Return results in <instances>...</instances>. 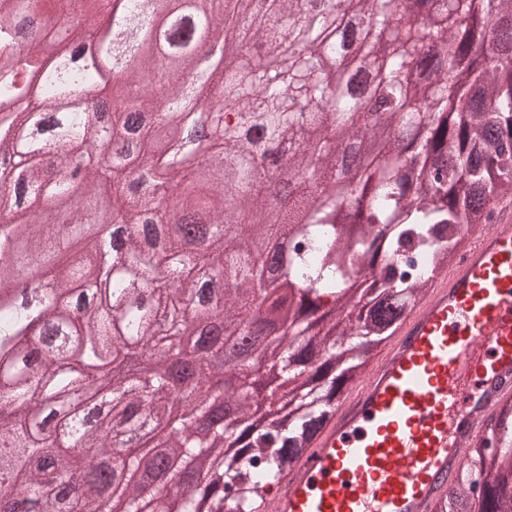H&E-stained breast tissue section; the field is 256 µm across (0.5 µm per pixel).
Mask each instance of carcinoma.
<instances>
[{
	"instance_id": "cac0c4a2",
	"label": "carcinoma",
	"mask_w": 512,
	"mask_h": 512,
	"mask_svg": "<svg viewBox=\"0 0 512 512\" xmlns=\"http://www.w3.org/2000/svg\"><path fill=\"white\" fill-rule=\"evenodd\" d=\"M212 0L210 10L157 30L148 0H0V225L13 272L49 271L42 304H18L0 272V461L23 475L40 512H142L129 477L158 448L211 468L166 496L256 512L285 464L312 444L317 420L366 373L368 357L455 263L467 235L512 205V0ZM80 21L93 42L49 47L55 26ZM160 37L179 55L164 66L141 47ZM244 55L236 68L199 66L197 49ZM27 49L19 66L15 47ZM24 71V85L17 76ZM112 97L100 96V84ZM206 118L214 139L183 143ZM379 147L347 179L352 141ZM112 153L107 165L93 162ZM61 220L46 224L39 208ZM80 224H121L123 251ZM279 241L277 275L251 250L253 227ZM207 270L222 293L192 317L252 331L270 320L261 360L289 390L260 406L253 389L212 388L201 353L183 384L193 417L128 443L146 420L167 424L166 384L135 369L186 354L159 320L186 313ZM112 360V411L103 436L72 392L94 388ZM252 358L226 365L246 376ZM260 419L254 421V415ZM98 449L80 463L76 448ZM466 464L432 512H512V391L466 442ZM77 476L69 505L48 490Z\"/></svg>"
}]
</instances>
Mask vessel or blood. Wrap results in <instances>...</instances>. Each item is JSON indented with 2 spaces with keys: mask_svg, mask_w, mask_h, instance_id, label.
<instances>
[{
  "mask_svg": "<svg viewBox=\"0 0 512 512\" xmlns=\"http://www.w3.org/2000/svg\"><path fill=\"white\" fill-rule=\"evenodd\" d=\"M512 387V207L406 313L262 512H426Z\"/></svg>",
  "mask_w": 512,
  "mask_h": 512,
  "instance_id": "b4317fda",
  "label": "vessel or blood"
}]
</instances>
